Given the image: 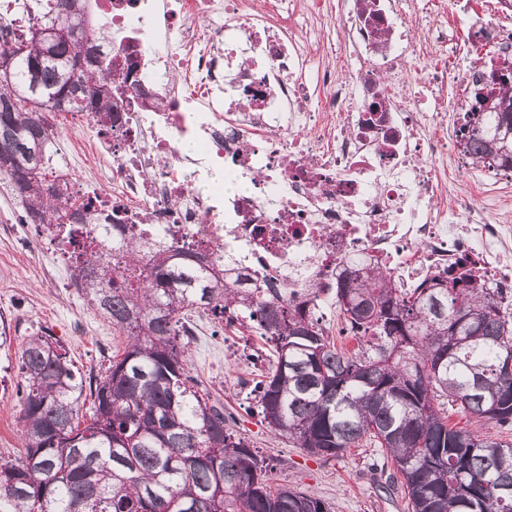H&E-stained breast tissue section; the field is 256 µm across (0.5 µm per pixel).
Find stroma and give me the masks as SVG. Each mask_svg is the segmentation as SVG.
<instances>
[{
	"label": "stroma",
	"instance_id": "1",
	"mask_svg": "<svg viewBox=\"0 0 512 512\" xmlns=\"http://www.w3.org/2000/svg\"><path fill=\"white\" fill-rule=\"evenodd\" d=\"M61 259L0 181V323L8 340L0 347V462L24 453L18 431L20 357L30 335L50 331L65 342L83 376L104 372L121 357L127 334L90 309L69 279L59 278ZM190 374L224 404L233 431L270 465V486L288 485L325 501L330 512H408L402 494L383 492L373 466L383 457L369 442L324 460L275 435L259 416L252 389L275 362L273 344L253 324L193 317Z\"/></svg>",
	"mask_w": 512,
	"mask_h": 512
}]
</instances>
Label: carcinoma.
<instances>
[{"instance_id": "cac0c4a2", "label": "carcinoma", "mask_w": 512, "mask_h": 512, "mask_svg": "<svg viewBox=\"0 0 512 512\" xmlns=\"http://www.w3.org/2000/svg\"><path fill=\"white\" fill-rule=\"evenodd\" d=\"M71 0L27 10V31L0 27L13 62L0 70V130L28 127L44 112L112 108V74L98 65L87 27L47 45L42 28L64 30ZM511 111L467 112L458 133L476 167L512 171ZM47 124L23 133L25 151L3 146L0 179L28 223L72 248V284L87 305L127 331L121 358L84 380L67 346L48 331L21 354L18 427L24 454L0 463V512H329L313 493L266 483L268 464L234 434L224 405L187 373L181 337L190 312L249 320L275 345L260 381L262 421L308 453L335 459L366 439L395 472L411 512H512V443L448 423V410L512 425V312L499 289L450 269L405 290L381 265L343 266L334 298L353 351L336 347L308 303L293 304L221 262L224 245L112 243L51 167ZM90 418L78 423L84 393Z\"/></svg>"}]
</instances>
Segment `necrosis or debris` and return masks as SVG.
Segmentation results:
<instances>
[{
    "label": "necrosis or debris",
    "mask_w": 512,
    "mask_h": 512,
    "mask_svg": "<svg viewBox=\"0 0 512 512\" xmlns=\"http://www.w3.org/2000/svg\"><path fill=\"white\" fill-rule=\"evenodd\" d=\"M443 0H93L98 61L120 74L112 117L67 145L72 194L94 223L146 244H224V261L286 296L332 283L351 258L409 288L465 263L512 301V185L481 179L443 129L492 71H457L463 43L512 60L491 0H467L465 34ZM323 62H316V55ZM421 89L411 92V73ZM197 145L196 155L185 144ZM223 171L244 183L196 187Z\"/></svg>",
    "instance_id": "4bbe7bcc"
}]
</instances>
